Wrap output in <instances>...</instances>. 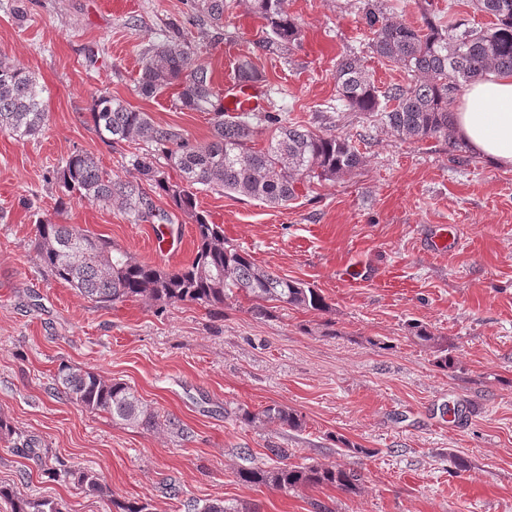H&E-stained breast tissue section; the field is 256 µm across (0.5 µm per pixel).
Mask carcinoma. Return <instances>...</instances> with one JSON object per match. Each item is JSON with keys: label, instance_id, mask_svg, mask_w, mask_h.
Returning <instances> with one entry per match:
<instances>
[{"label": "carcinoma", "instance_id": "carcinoma-1", "mask_svg": "<svg viewBox=\"0 0 512 512\" xmlns=\"http://www.w3.org/2000/svg\"><path fill=\"white\" fill-rule=\"evenodd\" d=\"M361 21L369 31L367 48L383 61L403 70L406 80L385 91L375 86L369 70L356 54L345 55L336 67L338 98L349 110L381 122L405 141H426L449 136L454 122V104L461 89L491 71L512 72V0H473L477 11L491 18L489 25L474 27L448 14L436 17L421 10L422 24L406 25L394 19L383 0H358ZM197 18L212 27L224 26V13L233 0H190ZM252 12L268 34L259 45H293L301 42L303 30L288 14L286 0H252ZM235 77L259 82L261 75L248 59L239 61ZM141 95L153 97L172 91L175 107L212 115V138L194 143L177 130L156 125L146 112H139L110 96L98 97L91 112L93 129L105 143L145 141L166 154L182 173V184L165 179L147 156L134 160L141 178L136 183L110 178L93 156L75 152L62 167L65 191L117 208L133 223L162 220L153 195L163 193L186 212L196 209L194 188H220L226 193L284 206L295 199L298 185L333 180L350 174L363 164L352 142L340 135L313 132L288 121L281 112L224 114L212 73L194 59L192 45L176 27L148 51L137 78ZM44 89L34 76L0 57V133L18 138L38 134L45 125ZM270 131L259 146L256 137ZM197 246L193 260L178 270H163L136 260L108 239L72 224L46 221L37 227L36 248L42 266L55 278L76 288L98 303H118L131 298L160 306L196 303L210 311L224 310V302L243 296L251 301L257 318L270 313V304L322 311L327 304L321 293L300 281L275 275L256 265L224 240V228L195 215ZM411 332L421 343L441 353L437 364L453 365L442 337L413 323ZM58 383L64 396L94 413H104L112 423L158 429L167 427L181 438L184 425L144 404L128 384L97 372L66 364L59 366ZM247 424L260 422L281 429L297 430L302 419L285 406L273 403L261 413L243 412ZM273 467L248 465L237 471L239 481L255 486L293 490L307 486H331L344 491L356 488L358 475L339 467L319 464L290 466L288 449H268ZM47 472L69 478L87 495L107 498L112 512H152L148 502L121 500L95 471L72 469L59 458ZM0 499L13 504V512H62L51 498H24L0 487ZM185 512H259L256 504L241 500L194 499L183 503Z\"/></svg>", "mask_w": 512, "mask_h": 512}]
</instances>
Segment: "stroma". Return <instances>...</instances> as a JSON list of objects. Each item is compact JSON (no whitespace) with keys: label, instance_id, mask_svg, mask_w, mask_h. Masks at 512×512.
Returning <instances> with one entry per match:
<instances>
[{"label":"stroma","instance_id":"35a3bbf8","mask_svg":"<svg viewBox=\"0 0 512 512\" xmlns=\"http://www.w3.org/2000/svg\"><path fill=\"white\" fill-rule=\"evenodd\" d=\"M234 3L216 28L197 21L186 0H0V56L36 77L47 112L38 136L0 133V417L33 447L96 471L116 496L154 512H184L180 501L191 497L247 500L260 512H314L316 502L333 512H512V170L477 157L457 165L446 137L404 141L347 110L335 74L367 40L356 0H287L304 39L270 50L258 47L266 33L250 0ZM172 25L216 87L251 58L289 121L348 137L362 153L352 174L299 185L285 207L196 191L198 211L231 245L318 288L326 310L277 308L259 319L244 298L216 313L189 302L109 305L44 272L35 238L46 220L78 225L166 270L192 259L194 220L169 197L154 201L185 237L177 254L155 249L150 224L65 195L57 178L80 151L110 177L138 181L139 149L180 182L151 144L107 145L90 117L108 94L210 141L207 113L137 88L145 51ZM432 226L452 228L458 247L428 251ZM412 322L448 342L453 369L437 366ZM63 363L127 383L187 426L190 439L82 410L55 391ZM272 403L298 413L302 428L241 422L242 411ZM453 406L461 416L452 421ZM344 439L359 453L341 451ZM245 448L260 464L267 449L285 448L290 465L337 466L361 479L350 492L247 486L236 478ZM1 484L62 501L64 512H112L108 500L52 479L3 439Z\"/></svg>","mask_w":512,"mask_h":512}]
</instances>
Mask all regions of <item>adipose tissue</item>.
<instances>
[{"instance_id":"1","label":"adipose tissue","mask_w":512,"mask_h":512,"mask_svg":"<svg viewBox=\"0 0 512 512\" xmlns=\"http://www.w3.org/2000/svg\"><path fill=\"white\" fill-rule=\"evenodd\" d=\"M455 134L491 166L512 168V73L473 83L455 114Z\"/></svg>"}]
</instances>
